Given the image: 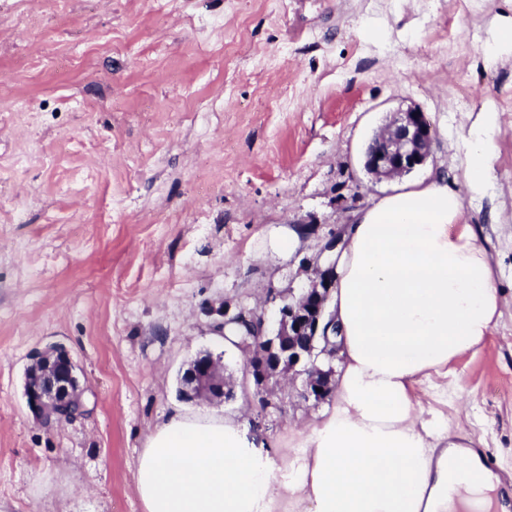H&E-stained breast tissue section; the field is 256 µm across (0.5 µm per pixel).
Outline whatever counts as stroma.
Returning <instances> with one entry per match:
<instances>
[{"label":"stroma","instance_id":"obj_1","mask_svg":"<svg viewBox=\"0 0 512 512\" xmlns=\"http://www.w3.org/2000/svg\"><path fill=\"white\" fill-rule=\"evenodd\" d=\"M510 25L512 0H0V512H143L137 457L190 410L177 374L204 349L234 391L209 412L287 447L323 404L284 380L260 408L211 330L217 308L273 314L267 290L305 286L321 237L433 170L503 297L486 345L413 393L512 482V99L498 98L512 58L489 53ZM408 107L435 130L431 156L375 179L365 149ZM489 110L477 193L464 140ZM54 344L80 367L87 413L49 428L24 372Z\"/></svg>","mask_w":512,"mask_h":512}]
</instances>
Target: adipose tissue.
Returning a JSON list of instances; mask_svg holds the SVG:
<instances>
[{"instance_id": "adipose-tissue-1", "label": "adipose tissue", "mask_w": 512, "mask_h": 512, "mask_svg": "<svg viewBox=\"0 0 512 512\" xmlns=\"http://www.w3.org/2000/svg\"><path fill=\"white\" fill-rule=\"evenodd\" d=\"M496 114L467 139L486 185ZM330 303L341 326L334 402L278 455L236 416L175 412L142 449L144 512H493L499 486L426 416L412 386L477 352L498 325L491 256L444 174L356 213Z\"/></svg>"}]
</instances>
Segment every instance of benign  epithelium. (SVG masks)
Segmentation results:
<instances>
[{"instance_id": "benign-epithelium-1", "label": "benign epithelium", "mask_w": 512, "mask_h": 512, "mask_svg": "<svg viewBox=\"0 0 512 512\" xmlns=\"http://www.w3.org/2000/svg\"><path fill=\"white\" fill-rule=\"evenodd\" d=\"M433 137V128L423 112H398L369 144L365 167L378 179L408 174L426 164ZM343 233L339 229L330 234L314 256L302 259L311 280L299 295L269 290L271 298L279 301L274 328H267L264 315L257 311L249 315L242 305L232 308L223 303L217 309L222 320L212 325L216 335H224V328L230 325L245 323L255 336L254 344L238 346L255 394H268L271 381L285 377L302 378L300 397L305 401L331 392V372L312 365L311 360L317 350L330 360L336 357L338 328L327 304L336 282V250L343 244ZM221 371V357L210 351L199 353L181 371L184 400H227L224 383L208 391L198 385ZM25 397L31 411L47 424L71 422L84 414L78 365L65 347L53 345L31 358L25 370Z\"/></svg>"}]
</instances>
